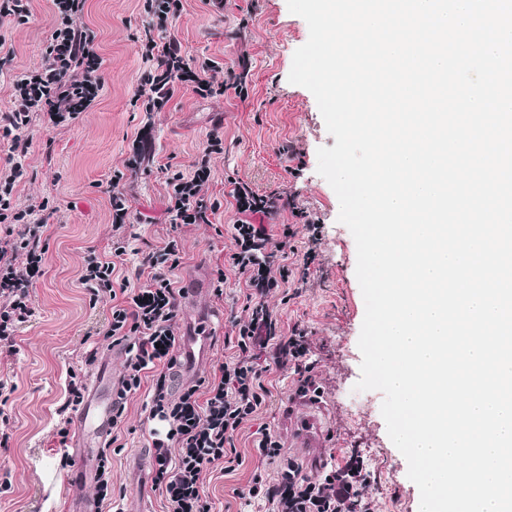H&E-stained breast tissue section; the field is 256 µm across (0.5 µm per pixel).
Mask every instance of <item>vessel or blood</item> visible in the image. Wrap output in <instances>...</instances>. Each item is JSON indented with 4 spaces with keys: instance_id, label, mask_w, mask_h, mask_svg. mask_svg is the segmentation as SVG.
I'll use <instances>...</instances> for the list:
<instances>
[{
    "instance_id": "obj_1",
    "label": "vessel or blood",
    "mask_w": 512,
    "mask_h": 512,
    "mask_svg": "<svg viewBox=\"0 0 512 512\" xmlns=\"http://www.w3.org/2000/svg\"><path fill=\"white\" fill-rule=\"evenodd\" d=\"M316 402H308L305 417H298L295 412H287L285 422L290 427L300 448H316L321 440V423L317 414ZM111 400H96L93 404L80 409L74 418L75 438L72 443L73 460L77 468L71 478L70 487L87 484L91 479L90 463L112 430Z\"/></svg>"
}]
</instances>
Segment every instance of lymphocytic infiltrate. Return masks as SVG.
<instances>
[{
    "label": "lymphocytic infiltrate",
    "instance_id": "f902f5d3",
    "mask_svg": "<svg viewBox=\"0 0 512 512\" xmlns=\"http://www.w3.org/2000/svg\"><path fill=\"white\" fill-rule=\"evenodd\" d=\"M85 0H52L56 26L44 47L41 67L13 84L15 107L0 114V140L9 144L12 165L0 170V224L7 225L0 237V349H14L18 324L32 315L28 286L41 276L45 261L41 225L32 223L34 212L46 210L47 202L16 209L13 192L23 175L21 163L30 146L26 129L33 113L46 114L53 125L77 121L98 95L100 62L91 44L88 28L77 25ZM182 0H144L151 16L141 51L154 66L146 71L135 90V100L149 112L161 111L172 98L176 83L190 84L203 97L224 93V70L211 59L194 63L184 59L180 43L168 36L170 18L180 14ZM224 151V133L213 128L207 145L193 164L190 174L171 172L172 188L168 210L176 224H206L219 208L207 195L211 157ZM112 247L110 256L88 251L83 258L80 279L92 299L112 298V318L107 337L127 345L129 354L122 387L112 399V422L121 424L129 394L140 389L144 375H151V418L165 422V433H152L155 450L154 481L166 493L167 512H212L202 495V474L216 462L241 463L235 437L243 421L255 415L271 395L265 384L268 373L291 371L295 393L313 392L309 347L304 330L283 335L277 317L265 304L271 289L289 280L287 265L281 264L287 239L295 232L284 225L283 240L270 245L266 228L247 221L235 225V248L230 264L245 277L248 300L253 304L247 323L237 325L234 357L218 365L206 386H192L178 399H170L166 374L176 358V289L169 277L181 259L178 240H168L160 249L142 259L149 271L137 288L119 278L117 268L125 261L128 241V204L123 192L113 191ZM272 350L271 363L258 365L260 351ZM248 495L265 500L270 512H350L361 491L343 472L334 471L312 479L294 461H287L282 481L268 485L261 472H254Z\"/></svg>",
    "mask_w": 512,
    "mask_h": 512
}]
</instances>
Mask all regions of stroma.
I'll list each match as a JSON object with an SVG mask.
<instances>
[{"label":"stroma","instance_id":"obj_1","mask_svg":"<svg viewBox=\"0 0 512 512\" xmlns=\"http://www.w3.org/2000/svg\"><path fill=\"white\" fill-rule=\"evenodd\" d=\"M183 9L168 33L186 57L209 58L224 69L227 88L220 97H201L178 87L164 111L148 113L133 99L140 76L151 64L142 58L139 38L147 18L143 0H86L81 25L95 34L93 51L101 60L103 83L82 119L64 126L47 124L34 113L27 129L31 142L24 175L13 202L24 209L47 201L36 218L44 225V274L28 288L33 314L16 331L14 351L0 352V512H69L68 466L58 430L70 373L103 394L120 388L127 361L124 345H110L104 331L112 301H91L80 281L88 250L108 254L112 244L109 201L114 171L130 207L126 228L127 260L121 274L131 287L143 279L139 265L169 238L180 239L182 258L170 274L177 289L195 281L205 288L197 309L179 306V343L193 328L190 314L206 326V350L192 377L169 372L172 397L210 378L215 366L231 357L236 323L249 319L242 275L229 265L233 226L242 220L232 192L247 187L258 196L275 197L273 212L254 214L271 242H279L284 225L296 232L290 244L288 284L272 290L266 302L280 319L283 334L304 329L311 374L326 410L321 418L320 447H294L281 419L294 402L288 372L271 375V401L244 420L235 446L243 463L225 470L215 463L203 474L204 494L213 512H267L263 501L247 497L254 471L266 482L281 478V462L259 461L253 439L268 428L282 444L283 459L303 465L307 473L331 463L368 473L363 495L371 512H416L420 497L407 477L405 457L390 440L381 415V392L355 391L361 371L358 339L365 303L356 277L357 250L350 230L338 220L339 201L317 171V150L333 147L313 94L289 83L293 55L306 43L303 18L289 12L286 0H182ZM54 26L51 0H32V15L20 24L0 18V113L13 107L12 85L42 63V49ZM222 124L224 151L211 159L208 194L219 208L208 224H175L167 211V172L191 173L214 124ZM145 158L131 170L125 163L134 143ZM318 227L309 236L306 227ZM223 268V296L211 286ZM151 378L129 396L125 417L116 429L117 445L109 455V494L102 512H166L165 495L153 482L154 469L135 466V458L153 456L149 432L157 428L146 404Z\"/></svg>","mask_w":512,"mask_h":512}]
</instances>
